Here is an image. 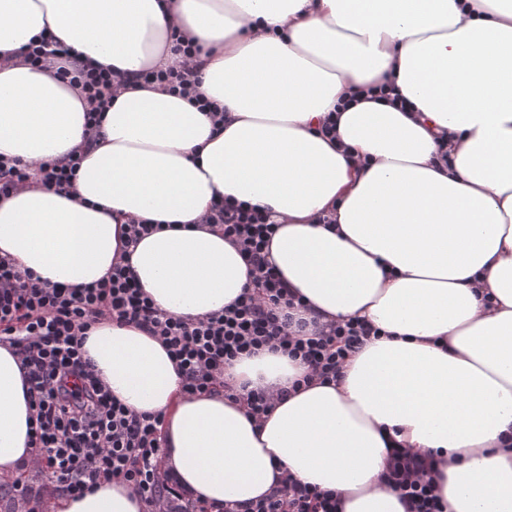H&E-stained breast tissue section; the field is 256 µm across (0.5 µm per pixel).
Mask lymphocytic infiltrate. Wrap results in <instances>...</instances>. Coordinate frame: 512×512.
I'll return each mask as SVG.
<instances>
[{"label":"lymphocytic infiltrate","instance_id":"f902f5d3","mask_svg":"<svg viewBox=\"0 0 512 512\" xmlns=\"http://www.w3.org/2000/svg\"><path fill=\"white\" fill-rule=\"evenodd\" d=\"M181 61L148 73L169 91L206 112L213 124L224 121V109L199 93L201 63L197 50L176 45ZM70 81L85 95L88 121L99 128L121 84L119 75L103 68L72 66ZM83 151L59 162L33 166L0 156V196L36 182L68 193ZM223 231L241 254L255 283L234 303L195 320L157 308L135 284L129 265L114 262L101 281L82 287L47 286L18 269L10 255L0 256V343L21 357L24 388L33 411L30 444L35 462L61 491L80 494L98 480L127 482L147 512H173L182 494L169 484L162 465L161 415L136 414L113 397L84 356L89 328L107 317L132 324L160 340L183 375V388L202 394L223 388L226 366L268 349L302 361L308 379L333 382L347 360L378 329L356 318L315 328L295 318V299L280 272L267 259L275 231L267 215L244 202L219 200L205 217ZM431 460L409 448L392 449L384 481L399 495L405 512H447L438 495ZM340 501L286 478L262 499L225 503L222 512H338Z\"/></svg>","mask_w":512,"mask_h":512}]
</instances>
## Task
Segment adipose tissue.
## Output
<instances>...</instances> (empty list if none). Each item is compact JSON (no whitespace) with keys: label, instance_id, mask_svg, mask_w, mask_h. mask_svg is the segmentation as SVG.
<instances>
[{"label":"adipose tissue","instance_id":"1","mask_svg":"<svg viewBox=\"0 0 512 512\" xmlns=\"http://www.w3.org/2000/svg\"><path fill=\"white\" fill-rule=\"evenodd\" d=\"M175 31L201 47L221 132L132 79L172 65ZM44 37L126 76L100 141L80 89L25 61ZM81 146L69 194L0 200V254L20 270L96 283L130 219L162 221L131 273L159 309L202 317L252 284L204 222L231 196L276 224L269 258L299 317L381 331L330 384L293 388L305 368L279 353L236 362L234 384L289 392L257 420L223 389L185 393L156 338L95 325L87 356L130 411L163 414L165 467L188 498L248 503L291 476L338 494L341 512H404L382 481L398 446L438 461L448 512H512V0H0V154L40 164ZM29 417L21 359L0 344V476L34 460ZM46 495L52 512L146 510L119 481Z\"/></svg>","mask_w":512,"mask_h":512}]
</instances>
